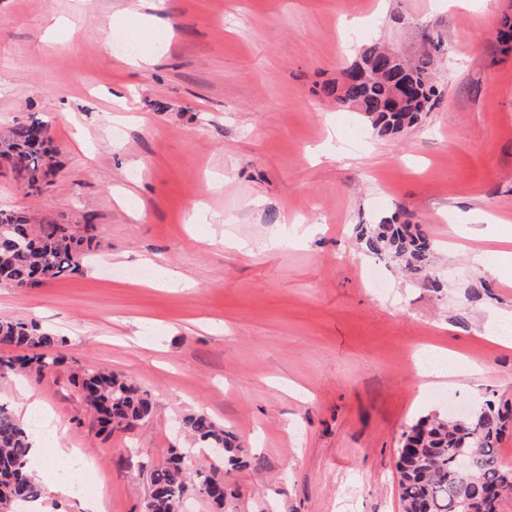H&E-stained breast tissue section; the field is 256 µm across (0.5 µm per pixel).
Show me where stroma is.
<instances>
[{
  "label": "stroma",
  "instance_id": "1",
  "mask_svg": "<svg viewBox=\"0 0 512 512\" xmlns=\"http://www.w3.org/2000/svg\"><path fill=\"white\" fill-rule=\"evenodd\" d=\"M512 0H0V131L50 126L58 173L26 193L0 165V209L46 223L92 217L83 272L0 287V318L63 335L65 365L0 376V404L39 399L65 447L101 475L103 512H143L152 468L189 448L183 414L237 436L224 510L400 512L396 449L417 417L491 398L512 405V273L480 272L450 227L512 225V56L496 38ZM139 9L159 41L125 66L113 35ZM71 22L56 33V19ZM442 34L440 96L396 138L318 90L379 42L404 57ZM419 225L441 289L379 262L387 296L350 269L357 227ZM344 255L348 264H337ZM157 264L153 285L116 271ZM174 271L188 288L169 282ZM427 346L479 367L428 392L403 358ZM107 366L149 391L153 417L99 433L75 372ZM300 395L287 392L289 383Z\"/></svg>",
  "mask_w": 512,
  "mask_h": 512
}]
</instances>
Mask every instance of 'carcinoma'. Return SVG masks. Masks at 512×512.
I'll return each instance as SVG.
<instances>
[{
    "label": "carcinoma",
    "instance_id": "1",
    "mask_svg": "<svg viewBox=\"0 0 512 512\" xmlns=\"http://www.w3.org/2000/svg\"><path fill=\"white\" fill-rule=\"evenodd\" d=\"M446 50V42L438 37L410 62L370 45L358 64L364 77L328 83L320 94L361 113L377 136L397 137L433 107L438 95L433 61ZM399 71L406 73L410 86L407 97L397 101L392 85ZM54 155L50 127L37 118L18 119L0 135V157L12 160L16 179L30 194L40 193L56 175L46 171ZM89 228L34 224L26 215L0 210V285L37 288L81 272L94 252V236L84 235ZM358 239L366 256L401 260L409 276L441 288L433 278V244L418 225L383 219L360 225ZM63 344L65 339L35 320L1 319L0 375L55 370L65 363ZM80 392L96 413L101 431L109 434L153 414L151 394L107 368L85 372ZM510 421L511 412L485 399L463 418L428 413L405 427L395 463L402 512H463L467 506L477 512H500L502 498L512 494V465L504 463L498 451ZM181 424L211 450L214 460L192 474L187 468L189 449H170L166 461L151 472L145 512H180L189 493L208 498L222 510L226 483L241 464L240 446L201 412L184 415ZM32 429L0 406V512L42 497V486L28 467Z\"/></svg>",
    "mask_w": 512,
    "mask_h": 512
}]
</instances>
